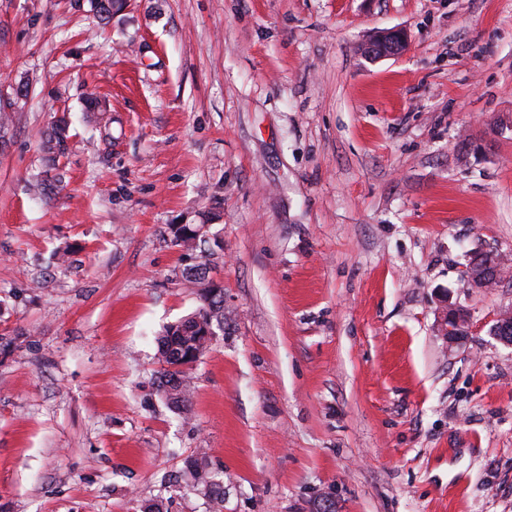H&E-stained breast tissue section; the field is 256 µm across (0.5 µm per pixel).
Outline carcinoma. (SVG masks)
<instances>
[{
	"instance_id": "cac0c4a2",
	"label": "carcinoma",
	"mask_w": 512,
	"mask_h": 512,
	"mask_svg": "<svg viewBox=\"0 0 512 512\" xmlns=\"http://www.w3.org/2000/svg\"><path fill=\"white\" fill-rule=\"evenodd\" d=\"M91 11L102 19H109L124 6V0H89ZM68 122L57 120L47 131L43 141L46 160L59 161L69 149ZM192 224H175L171 228L173 246L192 254L207 253V241L199 238ZM206 263L202 262L185 272V280L198 289L200 306L192 313L166 326L157 338L158 353L163 368L159 371L158 390L167 403L179 414L191 411V378L188 371L209 348L205 330L224 331V288L206 278ZM186 473L191 487L206 498L211 507L224 502V486L207 460L194 458L187 461Z\"/></svg>"
}]
</instances>
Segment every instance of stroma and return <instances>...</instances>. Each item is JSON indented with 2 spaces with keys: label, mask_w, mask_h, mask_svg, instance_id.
<instances>
[{
  "label": "stroma",
  "mask_w": 512,
  "mask_h": 512,
  "mask_svg": "<svg viewBox=\"0 0 512 512\" xmlns=\"http://www.w3.org/2000/svg\"><path fill=\"white\" fill-rule=\"evenodd\" d=\"M1 102L0 512H207L191 457L223 512H512V278L464 275L512 258V0H0ZM175 224L223 243L188 418L157 390L199 305ZM407 44L405 33L400 29L376 31L369 35L362 55L368 60L397 56ZM68 122L58 119L47 131L43 141V151L48 162H58L69 149ZM470 255L472 256V258L465 269L466 278L473 284L474 281L477 280L479 277L483 280L484 283L491 284L496 282L502 272V269L499 268L498 266L494 275H492L487 270H484V265H480V261L482 258H484L485 253L481 251H472ZM468 324L469 317L463 309L448 302L445 304L440 313L438 326L449 342H455L464 336ZM186 464V473L190 478L192 489L195 492L197 491L204 499L206 498L211 508L218 507L223 503V483L216 478L207 460L194 458L188 460Z\"/></svg>",
  "instance_id": "stroma-1"
}]
</instances>
